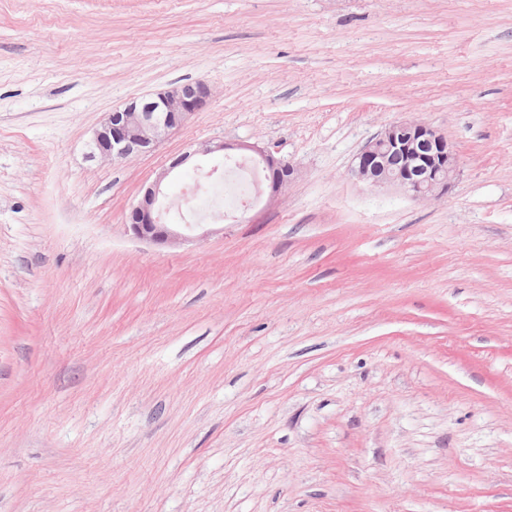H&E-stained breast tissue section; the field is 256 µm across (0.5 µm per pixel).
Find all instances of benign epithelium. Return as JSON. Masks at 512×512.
<instances>
[{"label":"benign epithelium","mask_w":512,"mask_h":512,"mask_svg":"<svg viewBox=\"0 0 512 512\" xmlns=\"http://www.w3.org/2000/svg\"><path fill=\"white\" fill-rule=\"evenodd\" d=\"M210 96L203 81L179 85L148 97L133 99L108 113L94 131L93 152L104 161L126 159L154 151L180 129ZM245 150L263 166L264 185L273 199L297 177L288 162L256 144L205 145L199 153ZM394 154L404 158L399 168L390 167ZM459 171L452 145L429 125L401 121L386 127L356 156L350 169L356 180L370 187L391 186L413 200L438 198L449 191ZM167 173L147 187L128 215L133 234L158 245L174 246L183 241L179 225L168 224L162 214L171 204L162 191Z\"/></svg>","instance_id":"1"}]
</instances>
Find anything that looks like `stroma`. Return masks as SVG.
Segmentation results:
<instances>
[{
    "mask_svg": "<svg viewBox=\"0 0 512 512\" xmlns=\"http://www.w3.org/2000/svg\"><path fill=\"white\" fill-rule=\"evenodd\" d=\"M404 120L442 198L350 175ZM222 140L300 176L211 217ZM166 169L174 247L127 224ZM0 512H512V0H0ZM209 96L208 85L197 81L130 100L109 112L94 131V155L112 161L154 151L185 125Z\"/></svg>",
    "mask_w": 512,
    "mask_h": 512,
    "instance_id": "stroma-1",
    "label": "stroma"
}]
</instances>
